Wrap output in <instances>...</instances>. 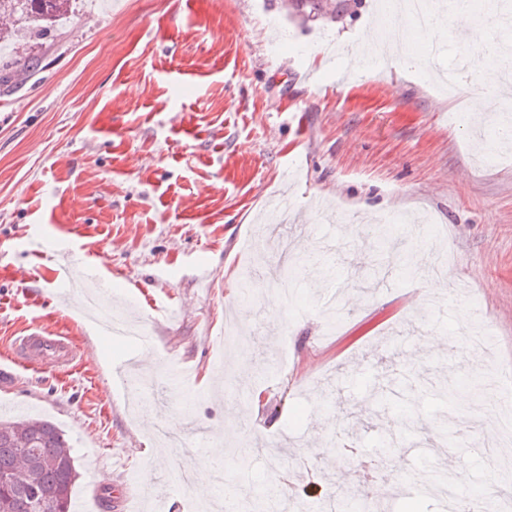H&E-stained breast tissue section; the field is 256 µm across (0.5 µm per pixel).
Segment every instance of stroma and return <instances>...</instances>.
<instances>
[{"label": "stroma", "instance_id": "35a3bbf8", "mask_svg": "<svg viewBox=\"0 0 512 512\" xmlns=\"http://www.w3.org/2000/svg\"><path fill=\"white\" fill-rule=\"evenodd\" d=\"M379 2L305 22L284 0H71L52 27L20 25L0 48V418L29 405L62 430L73 505L124 512L122 489L188 512L168 488L181 468L198 489L222 474L248 502L263 478L285 501L343 500L361 490L344 442L401 456L378 488L387 512H448L398 489L425 464L471 494L484 482L465 417L497 392L457 357L473 308L492 325L495 371L512 374V154L498 156L497 112L472 114L470 98L480 71L512 60L496 14L478 8L480 52L449 13L444 43L409 29L411 63L358 68ZM284 204L310 229H280L304 245L294 302L270 311L281 268L255 229ZM332 210L364 225L428 215L446 237L392 234L380 259L370 238L343 248ZM440 243L446 288L468 290L421 314L417 258ZM74 276L101 291L99 311L136 314L146 342L98 336ZM339 293L349 312L331 335L322 308ZM245 310L241 345L225 351V322ZM33 328L69 337L76 367L11 363ZM430 381L470 392L469 406L432 399Z\"/></svg>", "mask_w": 512, "mask_h": 512}]
</instances>
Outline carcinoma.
<instances>
[{
	"label": "carcinoma",
	"instance_id": "obj_1",
	"mask_svg": "<svg viewBox=\"0 0 512 512\" xmlns=\"http://www.w3.org/2000/svg\"><path fill=\"white\" fill-rule=\"evenodd\" d=\"M292 15L306 21L335 18L346 0H286ZM69 0H0V40L11 36L17 23L48 21L64 12ZM0 512H28L31 497L52 503L57 512H71V489L76 480L75 460L62 431L43 419L23 424L0 421ZM427 488L448 482L446 475L423 469L418 473Z\"/></svg>",
	"mask_w": 512,
	"mask_h": 512
}]
</instances>
